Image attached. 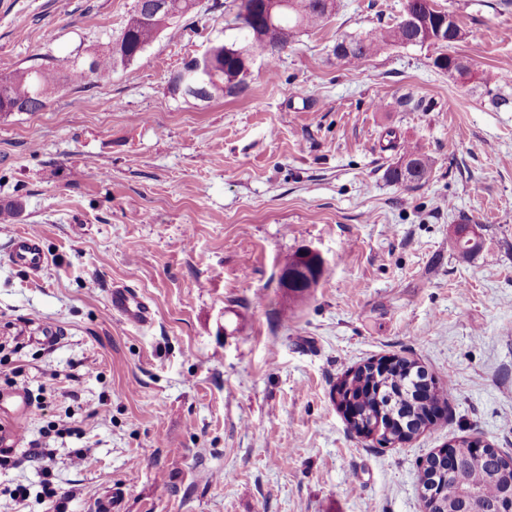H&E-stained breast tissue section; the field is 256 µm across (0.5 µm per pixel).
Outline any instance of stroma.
Returning a JSON list of instances; mask_svg holds the SVG:
<instances>
[{
	"instance_id": "obj_1",
	"label": "stroma",
	"mask_w": 512,
	"mask_h": 512,
	"mask_svg": "<svg viewBox=\"0 0 512 512\" xmlns=\"http://www.w3.org/2000/svg\"><path fill=\"white\" fill-rule=\"evenodd\" d=\"M436 2L470 76L436 69L432 46L346 65L337 39L395 23L404 0H337L275 61L256 56L244 92L198 100L169 78L235 40L239 0H197L106 82L80 73L134 0H0V75L67 77L43 110L0 115V207L19 206L0 217V392L16 380L30 405H0V444L53 452L0 466V512L110 496L115 512H423L429 454L479 437L512 456V0ZM408 144L433 164L411 189L386 178ZM463 218L482 240L466 258ZM22 233L48 257L39 276L5 260ZM307 248L318 284L282 288ZM116 284L150 324L113 316ZM393 355L453 390L434 425L382 447L334 392ZM47 477L77 497H43ZM469 224H459L454 237V245L462 257L468 256L481 248L480 237L470 232L466 233Z\"/></svg>"
}]
</instances>
